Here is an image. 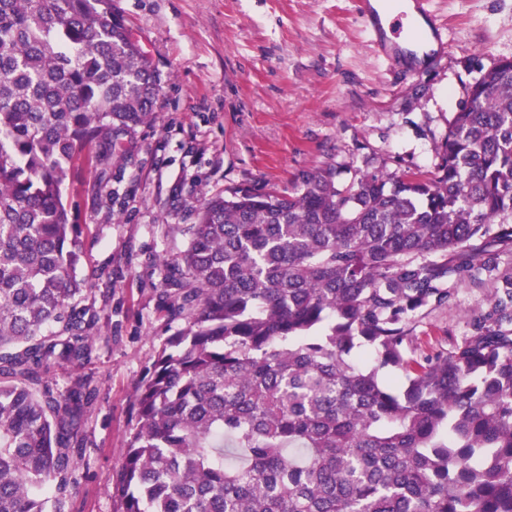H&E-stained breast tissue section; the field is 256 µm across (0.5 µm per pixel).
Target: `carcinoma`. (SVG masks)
I'll list each match as a JSON object with an SVG mask.
<instances>
[{"instance_id":"obj_1","label":"carcinoma","mask_w":512,"mask_h":512,"mask_svg":"<svg viewBox=\"0 0 512 512\" xmlns=\"http://www.w3.org/2000/svg\"><path fill=\"white\" fill-rule=\"evenodd\" d=\"M160 88L112 0H0V512H61L88 444L96 387L46 378L99 321L68 166L107 167ZM185 235L162 260L185 326L135 391L117 512H512L511 59L435 178L326 164L209 197ZM462 284L486 307L416 355Z\"/></svg>"}]
</instances>
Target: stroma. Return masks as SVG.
Masks as SVG:
<instances>
[{"mask_svg": "<svg viewBox=\"0 0 512 512\" xmlns=\"http://www.w3.org/2000/svg\"><path fill=\"white\" fill-rule=\"evenodd\" d=\"M160 74L151 123L123 136L106 170L83 164L65 182L81 226L87 300L100 320L81 369L55 368L67 386L90 378L89 440L63 512H116L135 388L184 325L164 296L162 260L185 248L199 203L248 185L291 189L327 162L433 176L439 147L468 88L512 59V0H429L446 49L423 65L380 56L358 0H115ZM489 289L456 301L416 334L456 339Z\"/></svg>", "mask_w": 512, "mask_h": 512, "instance_id": "obj_1", "label": "stroma"}]
</instances>
